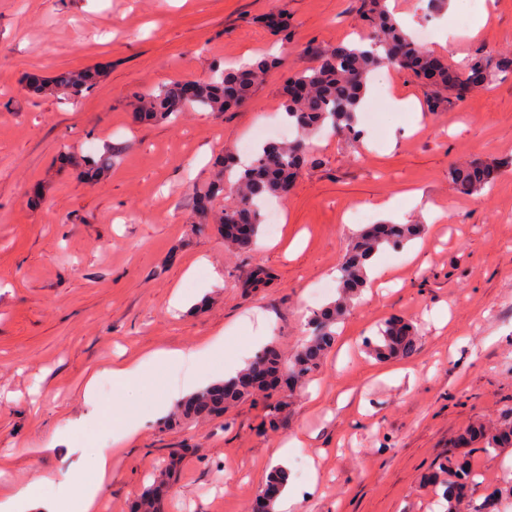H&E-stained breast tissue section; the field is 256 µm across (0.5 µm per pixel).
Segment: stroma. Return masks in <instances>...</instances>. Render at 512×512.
Returning a JSON list of instances; mask_svg holds the SVG:
<instances>
[{"instance_id":"obj_1","label":"stroma","mask_w":512,"mask_h":512,"mask_svg":"<svg viewBox=\"0 0 512 512\" xmlns=\"http://www.w3.org/2000/svg\"><path fill=\"white\" fill-rule=\"evenodd\" d=\"M410 34L445 58L484 50L512 56V0H465L455 11L429 0H389ZM486 11L469 36L460 16ZM288 17V37L259 24ZM358 0H0V496L40 476L48 497L68 478L89 477V459L122 436L105 416L119 408L138 426L112 459L98 512H131L170 452L184 449L164 512H249L293 437L289 484L317 481L299 512H443L427 477L470 425L512 407V75L429 111L428 89L389 72L361 141L325 131L276 205L277 231L261 227L244 251L199 229L194 194L215 176V158L261 146L259 128L281 121L288 78L313 68L316 50L358 42ZM283 58L238 109L184 112L140 123L131 94L268 55ZM97 64L107 77L79 100L27 91L28 74L49 78ZM120 151L101 183L61 168L64 147ZM480 160L498 169L491 188L461 194L449 171ZM38 206H30L34 189ZM425 224L420 238L380 254L371 278L336 327V342L287 417L270 427L251 400L167 429L154 411L201 377L222 382L232 362L265 345L290 357L306 337L312 288L334 282L361 222ZM262 267L258 285L250 275ZM184 309L170 307L174 291ZM418 330L411 356L380 361L365 347L386 321ZM202 351L195 363L158 367L116 389L109 368L149 352ZM95 378L93 399L84 386ZM85 417L82 430L70 419ZM504 448L475 455L479 485L460 512H476L512 479Z\"/></svg>"}]
</instances>
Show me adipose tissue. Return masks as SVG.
Wrapping results in <instances>:
<instances>
[{"label":"adipose tissue","mask_w":512,"mask_h":512,"mask_svg":"<svg viewBox=\"0 0 512 512\" xmlns=\"http://www.w3.org/2000/svg\"><path fill=\"white\" fill-rule=\"evenodd\" d=\"M195 357V352L182 349L153 351L136 364L113 365L110 370L112 384L121 388L145 380L157 366L173 365ZM112 456L109 450L99 453L90 463L91 479L79 482L75 493L45 498L41 492L45 480L40 477L20 486L10 496L0 498V512H96L99 492L112 477Z\"/></svg>","instance_id":"adipose-tissue-1"}]
</instances>
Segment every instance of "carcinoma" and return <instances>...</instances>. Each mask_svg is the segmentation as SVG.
Instances as JSON below:
<instances>
[{
	"instance_id": "obj_1",
	"label": "carcinoma",
	"mask_w": 512,
	"mask_h": 512,
	"mask_svg": "<svg viewBox=\"0 0 512 512\" xmlns=\"http://www.w3.org/2000/svg\"><path fill=\"white\" fill-rule=\"evenodd\" d=\"M360 17L370 30L369 46H338L318 53L316 67L291 75L288 85L301 90L282 102L288 124L295 127L298 137L293 141L269 142L255 152L249 163L235 171L230 190L235 203L222 210L218 220L224 239L241 249L255 241L265 221L262 206L265 202L282 198L285 186L291 184L304 161L309 137L330 126L346 131L352 139L360 140L358 113L364 111L363 101L368 93V80L380 68L391 66L398 71H409L418 80L434 87L430 98L435 111L448 102L447 93H459L461 83L478 75L490 84L498 76L512 74V58L490 54L474 55L464 68L453 70L448 62L433 55L412 39L389 10L386 0H360ZM282 66L277 59H263L238 70L226 71L208 82L178 81L159 89L138 92L132 96L134 110L148 120L167 119L179 112L202 110L227 112L246 99L252 89L272 70ZM96 72H63L49 82L38 75L28 79L34 92L50 88L63 89L74 98H81L96 85ZM60 161L67 167L81 170L95 180L103 176L112 163V147L104 149L96 159L90 155L64 151ZM495 169L479 162L460 166L451 172L458 191L475 195L492 184ZM224 192V177H219L196 200L197 208L205 213L212 208L217 196ZM238 224H249L252 234L239 237L233 233ZM423 231L421 224H370L356 235L350 249L336 267L339 297L336 301L311 311L307 318L308 336L300 348L287 360L272 345L261 349L245 368L234 377L210 389L185 398L177 412L166 424L192 422L208 416H221L227 406L240 400L263 396L268 424L275 425L288 402L277 395V388L260 390L253 386L250 376L256 365L265 373L285 372L294 382L304 384L323 366L328 351L336 339V325L348 313L351 304L367 287L368 271L373 259L386 249L404 247ZM371 352L379 359L408 357L417 349V339L410 326L390 322L379 332L377 341L369 343ZM463 442L481 443L478 451L489 453L512 445V408L505 410L500 422L492 429L479 427L463 437ZM180 452L175 451L157 470L153 484L144 489L135 504V512H161L160 492L174 481ZM447 476V512H458L463 499L456 487L476 485L471 461L464 455L448 449L434 478Z\"/></svg>"
}]
</instances>
